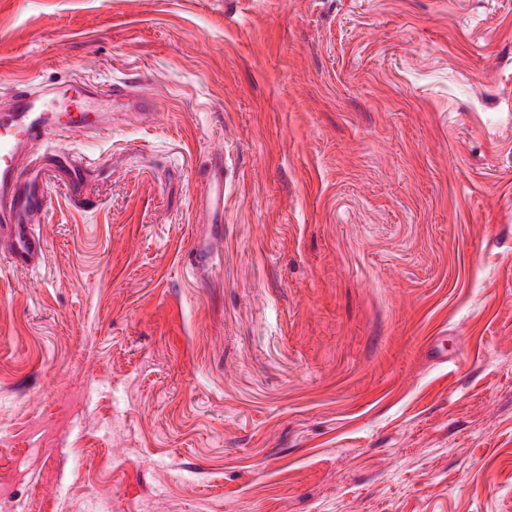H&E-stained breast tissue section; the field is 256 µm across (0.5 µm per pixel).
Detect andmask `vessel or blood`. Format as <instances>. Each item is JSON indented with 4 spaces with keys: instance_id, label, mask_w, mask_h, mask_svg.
<instances>
[{
    "instance_id": "obj_1",
    "label": "vessel or blood",
    "mask_w": 512,
    "mask_h": 512,
    "mask_svg": "<svg viewBox=\"0 0 512 512\" xmlns=\"http://www.w3.org/2000/svg\"><path fill=\"white\" fill-rule=\"evenodd\" d=\"M142 110L147 99L122 87L108 96L78 83L33 87L16 85L8 110L0 112V232L7 235L13 264L33 268L40 264L43 243L32 229L47 206L49 185L41 165L30 162L33 150L50 135L68 137L100 130L105 114L116 103ZM54 168L67 172L72 190H80L87 176L85 160L61 147L50 155ZM204 179L209 187L206 203L214 215L224 212V167L212 164Z\"/></svg>"
}]
</instances>
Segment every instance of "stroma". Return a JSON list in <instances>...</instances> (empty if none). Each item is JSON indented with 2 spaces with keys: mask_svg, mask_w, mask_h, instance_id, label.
Listing matches in <instances>:
<instances>
[{
  "mask_svg": "<svg viewBox=\"0 0 512 512\" xmlns=\"http://www.w3.org/2000/svg\"><path fill=\"white\" fill-rule=\"evenodd\" d=\"M22 80L152 107L0 242V512H512V0H0ZM204 179L209 187L206 203L214 216L224 217V165L212 164Z\"/></svg>",
  "mask_w": 512,
  "mask_h": 512,
  "instance_id": "stroma-1",
  "label": "stroma"
}]
</instances>
